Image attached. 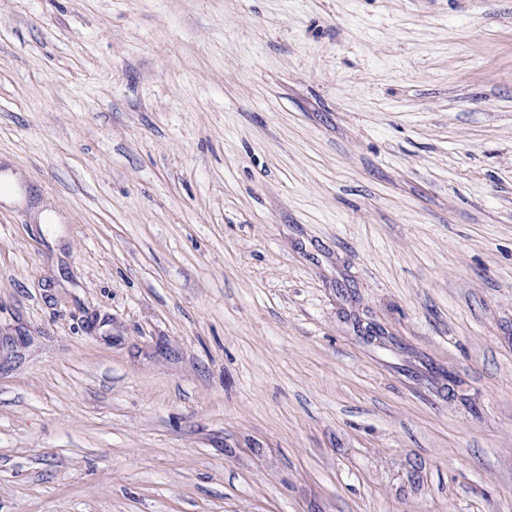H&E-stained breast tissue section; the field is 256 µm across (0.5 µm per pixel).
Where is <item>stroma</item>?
<instances>
[{
    "label": "stroma",
    "mask_w": 512,
    "mask_h": 512,
    "mask_svg": "<svg viewBox=\"0 0 512 512\" xmlns=\"http://www.w3.org/2000/svg\"><path fill=\"white\" fill-rule=\"evenodd\" d=\"M0 512H512V0H0Z\"/></svg>",
    "instance_id": "35a3bbf8"
}]
</instances>
